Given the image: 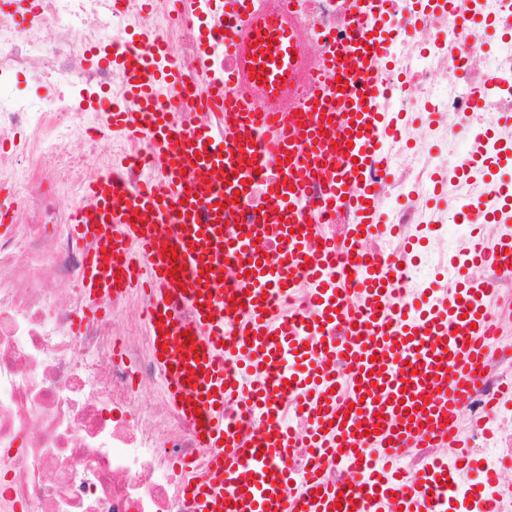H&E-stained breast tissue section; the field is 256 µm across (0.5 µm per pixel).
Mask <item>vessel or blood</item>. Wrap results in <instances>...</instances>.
<instances>
[{
  "instance_id": "b4317fda",
  "label": "vessel or blood",
  "mask_w": 512,
  "mask_h": 512,
  "mask_svg": "<svg viewBox=\"0 0 512 512\" xmlns=\"http://www.w3.org/2000/svg\"><path fill=\"white\" fill-rule=\"evenodd\" d=\"M352 3L366 22L332 60L338 79L326 101H314L316 121L297 136L265 103L225 95L224 75L205 55L192 94L200 109L219 115L216 124L184 130L177 122L184 101L164 104L157 96L160 83L183 82L162 46L146 37L119 53L135 77L124 105L111 113L112 126L147 140L161 179L130 194L110 170L101 171L86 187L91 207L76 210L67 231L86 250L81 294L90 313L137 291L151 302L146 327L167 402L194 427L199 446L215 451L205 480L189 488L194 512H444L452 499L447 466L433 462L410 480L401 451L428 438L467 452L458 410L489 355L492 286L461 273L392 307L397 265L370 264L351 276L329 246L312 247L319 226L300 208L312 177L328 189L325 207L348 199L358 221L342 247L354 256L364 237L391 230L370 204V174L389 132L376 67L397 33L382 18L386 0ZM251 54L264 91L278 93L292 72L288 31L266 23L251 38ZM333 133L348 147L339 162L328 155ZM468 137L482 142L481 162H512L508 144L478 128ZM263 175L272 178L265 223H231L229 204ZM506 258L511 235L470 260L479 266ZM303 278L313 283L315 314L300 325L278 303ZM350 278L352 291L342 286ZM175 300L191 309L190 325L172 314ZM342 357L361 395L347 416L336 411L333 366ZM231 363L237 373L228 371ZM285 395L294 396L308 430L286 420ZM236 400L247 404L256 436L227 417L226 405ZM297 448L321 457L304 482L287 465ZM339 452L350 463L349 479L325 483L319 472Z\"/></svg>"
}]
</instances>
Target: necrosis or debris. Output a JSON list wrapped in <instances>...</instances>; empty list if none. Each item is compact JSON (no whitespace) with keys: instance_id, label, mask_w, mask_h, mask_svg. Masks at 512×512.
Listing matches in <instances>:
<instances>
[{"instance_id":"4bbe7bcc","label":"necrosis or debris","mask_w":512,"mask_h":512,"mask_svg":"<svg viewBox=\"0 0 512 512\" xmlns=\"http://www.w3.org/2000/svg\"><path fill=\"white\" fill-rule=\"evenodd\" d=\"M239 2L243 18L282 16L309 63L358 25L348 0ZM477 6L487 19L502 13V0H450L446 14L422 21L410 0H391L399 35L381 66L382 110L395 126L372 178L375 206L395 233L362 251L400 264L402 301L426 287L448 253L468 254L461 204L488 209L495 201L494 182L460 178L469 165L461 133L480 127L512 141V125H495L496 115L512 112V42L491 51L484 23L454 24ZM170 13V0H35L25 28L0 15V135L27 133L0 152V185L16 194L25 216L0 235V512H193L187 487L212 451L198 447L172 409L143 404L157 378L149 338L125 326L118 362L111 316L85 318L78 288L84 257L63 234L67 215L56 203L59 182L84 183L112 163L102 148L111 127L99 101L121 105L126 75L99 63V55L154 31L182 67L186 87L195 84L202 41L214 63L233 69L223 32L205 30V8L178 26ZM22 76L53 87V95H16ZM487 82L498 91L473 103L470 88ZM322 201V188L313 186L302 209L334 243L337 226L356 216L342 204L323 211ZM450 223L452 245L438 240L423 254L406 251L424 229ZM481 278L497 292L491 318L499 348L459 415L487 487L468 512H512V483L497 478L512 461V409L498 398L512 382V264L482 267Z\"/></svg>"}]
</instances>
